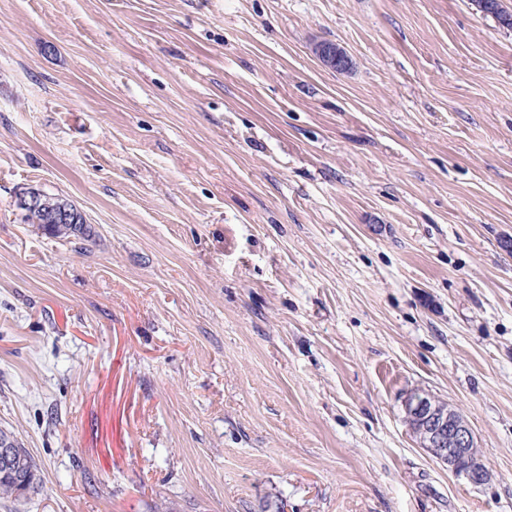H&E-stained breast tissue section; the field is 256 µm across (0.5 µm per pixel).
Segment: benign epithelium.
Returning <instances> with one entry per match:
<instances>
[{"label":"benign epithelium","instance_id":"benign-epithelium-1","mask_svg":"<svg viewBox=\"0 0 512 512\" xmlns=\"http://www.w3.org/2000/svg\"><path fill=\"white\" fill-rule=\"evenodd\" d=\"M314 52L323 65L342 71L349 64L346 52L331 42H319ZM19 207L24 210L45 208L42 192L32 188L20 198ZM74 212L65 204L50 210V223L73 224ZM408 422L419 432L420 447L427 449L448 471L465 479L473 486L487 482L489 470L477 447L468 420L455 408L441 407L434 399L422 392L410 394L405 401Z\"/></svg>","mask_w":512,"mask_h":512}]
</instances>
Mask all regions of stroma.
Segmentation results:
<instances>
[{
	"mask_svg": "<svg viewBox=\"0 0 512 512\" xmlns=\"http://www.w3.org/2000/svg\"><path fill=\"white\" fill-rule=\"evenodd\" d=\"M30 187L91 237L23 223ZM507 238L512 29L472 0H0L18 512H512ZM314 52L323 65L336 71L344 70L350 62L346 52L331 42L317 43ZM422 392L411 393L405 401L409 423L419 432V444L426 448L448 471L473 486L487 482L489 470L477 447L468 420L449 404Z\"/></svg>",
	"mask_w": 512,
	"mask_h": 512,
	"instance_id": "35a3bbf8",
	"label": "stroma"
}]
</instances>
